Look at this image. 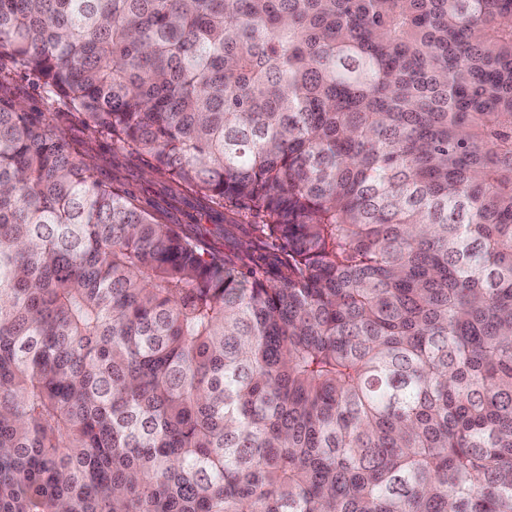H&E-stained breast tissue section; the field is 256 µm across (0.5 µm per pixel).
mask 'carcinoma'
Listing matches in <instances>:
<instances>
[{
    "instance_id": "cac0c4a2",
    "label": "carcinoma",
    "mask_w": 512,
    "mask_h": 512,
    "mask_svg": "<svg viewBox=\"0 0 512 512\" xmlns=\"http://www.w3.org/2000/svg\"><path fill=\"white\" fill-rule=\"evenodd\" d=\"M0 512H512V0H0ZM11 92L14 99L20 102L29 112H54L50 107V101L40 87L38 79L28 73H17L13 75ZM89 145L93 147L91 155L94 157L97 174L101 180L110 181L113 177L118 178L137 203L149 210L162 213L167 224H193L194 231L203 243L219 255L223 256L224 252L232 251L234 241H241L243 245L251 241L248 224H258L259 218L242 216L241 224L244 225L233 229V235L228 234V226L215 223L200 210L191 197L172 206L169 184L151 173L147 157L134 153H113L109 141L101 138Z\"/></svg>"
}]
</instances>
